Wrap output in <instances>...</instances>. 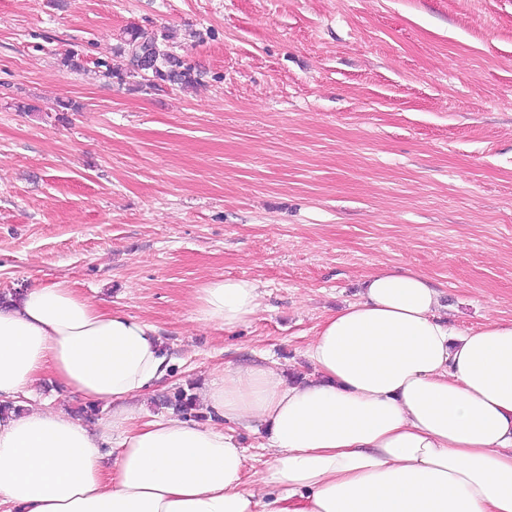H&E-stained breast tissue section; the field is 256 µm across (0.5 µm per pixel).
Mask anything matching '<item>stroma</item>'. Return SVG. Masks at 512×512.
I'll return each instance as SVG.
<instances>
[{
    "instance_id": "35a3bbf8",
    "label": "stroma",
    "mask_w": 512,
    "mask_h": 512,
    "mask_svg": "<svg viewBox=\"0 0 512 512\" xmlns=\"http://www.w3.org/2000/svg\"><path fill=\"white\" fill-rule=\"evenodd\" d=\"M133 29L196 83L131 77ZM380 268L458 329L512 319V0H0V294L156 325L143 419L228 366L302 377ZM217 277L259 288L247 325L195 322Z\"/></svg>"
}]
</instances>
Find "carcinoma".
I'll list each match as a JSON object with an SVG mask.
<instances>
[{"mask_svg":"<svg viewBox=\"0 0 512 512\" xmlns=\"http://www.w3.org/2000/svg\"><path fill=\"white\" fill-rule=\"evenodd\" d=\"M124 50L130 55V76L154 86L158 83L186 85L196 81L192 68L163 48L155 34L140 29L129 32ZM162 405L176 413L188 414L195 409V397L178 387L165 397Z\"/></svg>","mask_w":512,"mask_h":512,"instance_id":"obj_1","label":"carcinoma"}]
</instances>
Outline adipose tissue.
Instances as JSON below:
<instances>
[{
    "label": "adipose tissue",
    "instance_id": "obj_1",
    "mask_svg": "<svg viewBox=\"0 0 512 512\" xmlns=\"http://www.w3.org/2000/svg\"><path fill=\"white\" fill-rule=\"evenodd\" d=\"M413 270L379 269L327 317L287 381L225 369L198 398L203 422L141 420L168 378L156 326L66 282L0 300V504L7 512H512V320H443ZM254 282L198 288L195 320L227 331L258 313ZM111 406L96 424L29 403L42 376ZM270 451L248 480L238 429ZM118 448L104 467L101 448Z\"/></svg>",
    "mask_w": 512,
    "mask_h": 512
}]
</instances>
